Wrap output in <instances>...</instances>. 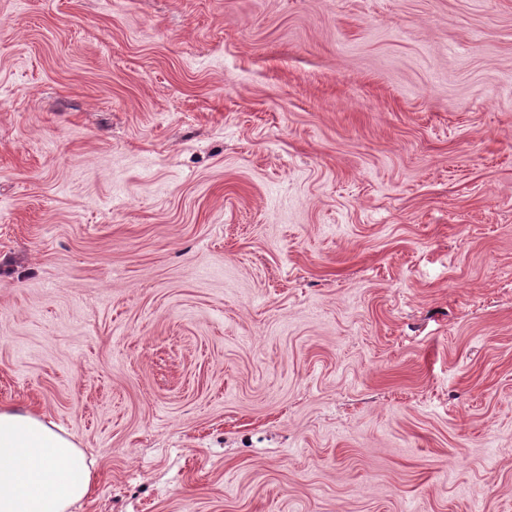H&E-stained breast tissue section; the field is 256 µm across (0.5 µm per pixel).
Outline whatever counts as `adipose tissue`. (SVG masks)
Wrapping results in <instances>:
<instances>
[{
	"label": "adipose tissue",
	"instance_id": "ef3b65f1",
	"mask_svg": "<svg viewBox=\"0 0 512 512\" xmlns=\"http://www.w3.org/2000/svg\"><path fill=\"white\" fill-rule=\"evenodd\" d=\"M93 482L83 451L52 422L0 405V512H67Z\"/></svg>",
	"mask_w": 512,
	"mask_h": 512
}]
</instances>
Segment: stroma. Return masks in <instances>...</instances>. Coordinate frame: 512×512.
Instances as JSON below:
<instances>
[{"label": "stroma", "instance_id": "35a3bbf8", "mask_svg": "<svg viewBox=\"0 0 512 512\" xmlns=\"http://www.w3.org/2000/svg\"><path fill=\"white\" fill-rule=\"evenodd\" d=\"M0 404L68 512H512V0H0ZM54 426L0 405V512H65L91 494L85 454Z\"/></svg>", "mask_w": 512, "mask_h": 512}]
</instances>
